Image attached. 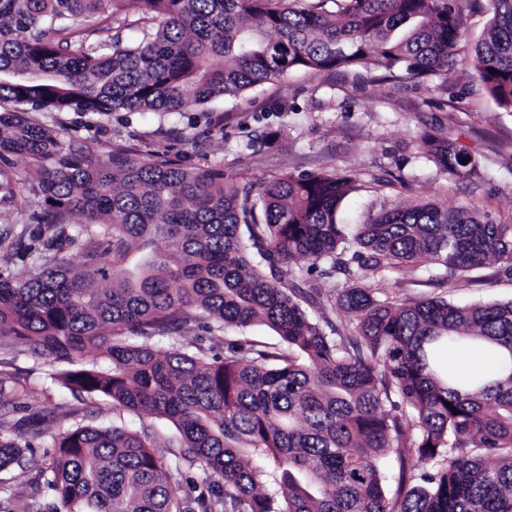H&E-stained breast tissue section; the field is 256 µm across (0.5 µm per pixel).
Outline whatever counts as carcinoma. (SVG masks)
<instances>
[{
    "label": "carcinoma",
    "mask_w": 512,
    "mask_h": 512,
    "mask_svg": "<svg viewBox=\"0 0 512 512\" xmlns=\"http://www.w3.org/2000/svg\"><path fill=\"white\" fill-rule=\"evenodd\" d=\"M462 2L0 0V158L51 162L35 270L0 275V346L18 340L53 367V383L178 432L166 457L149 433L72 425L40 462L47 512H512V300L389 301L369 283L425 261L442 282L486 264L512 275V224L419 201L348 235L336 214L356 186L327 173L261 183L258 218L252 187L221 163L192 170L161 145L135 157L117 145L103 160L26 117L208 112L299 70L448 74ZM487 8L471 67L512 111V0ZM418 154L458 177L479 167L431 133ZM16 185L0 169V203L16 201ZM301 259L348 279L299 288ZM328 306L353 316L348 330L312 316ZM253 325L283 347L227 334ZM460 340L498 346L502 377L459 383L440 355ZM37 392L0 369V407ZM30 448L0 424V474ZM185 468L201 481L180 497L172 479Z\"/></svg>",
    "instance_id": "carcinoma-1"
}]
</instances>
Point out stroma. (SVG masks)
Returning a JSON list of instances; mask_svg holds the SVG:
<instances>
[{"mask_svg":"<svg viewBox=\"0 0 512 512\" xmlns=\"http://www.w3.org/2000/svg\"><path fill=\"white\" fill-rule=\"evenodd\" d=\"M224 124L213 130L205 112L166 119L146 112L109 116L74 112H34L31 120L61 128L77 150L108 157L114 145L139 153L163 141L172 158L189 168L223 163L241 183L259 184L283 173L326 171L351 177L356 189L342 202L338 223L347 231L367 223L381 209L420 199L454 208L466 205L497 224H512V112L499 108L468 69L455 67L445 77L424 83L404 82L382 71L352 69L335 73L296 72L281 83H269L223 103ZM286 129L285 139L268 143L265 136ZM442 131L460 139L480 166L466 178L443 174L417 154L422 132ZM25 204H0V233L23 235L36 245L39 227L31 220L44 206L41 167L17 163ZM431 264L412 272L390 269L371 279L373 287L403 301L442 297L456 304L512 299V276L491 264L469 278L438 284ZM0 415L24 427L40 418L29 434L32 450L26 464L13 472L8 494L19 512H44L50 501L37 465L57 435L72 422L118 424L132 430L151 427L158 452L176 447L177 432L165 420L139 417L113 407L106 397L87 398L52 386L50 396L37 395Z\"/></svg>","mask_w":512,"mask_h":512,"instance_id":"35a3bbf8","label":"stroma"}]
</instances>
